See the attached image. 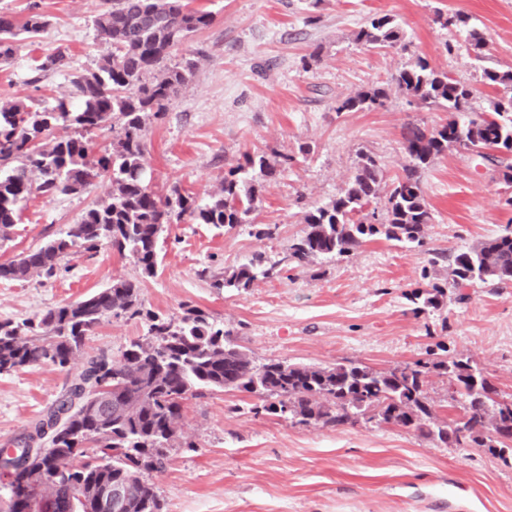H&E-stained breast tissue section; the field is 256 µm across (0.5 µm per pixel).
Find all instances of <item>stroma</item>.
I'll return each instance as SVG.
<instances>
[{
    "mask_svg": "<svg viewBox=\"0 0 512 512\" xmlns=\"http://www.w3.org/2000/svg\"><path fill=\"white\" fill-rule=\"evenodd\" d=\"M49 20L0 65V101L30 97L52 104L69 91L72 70L95 68L107 47L93 21L102 0H0L23 19L31 2ZM212 24L178 47L192 54V81L167 112L146 124L144 163L152 190L172 186L208 199L225 171L246 151L279 163L251 221L217 228L184 220L166 225L155 276L140 277L133 259L111 248L65 258L53 277L0 281V321L19 322L48 308L140 277L144 307L179 317L186 305L206 311L256 361L331 366L354 361L388 369L439 352L483 369L500 398L512 397V283L481 282L447 290L438 308L414 313L406 295L445 278L432 253L467 249L512 224V184L484 155L458 148L421 172L432 220L420 247L382 238L348 258H313L275 279L241 291L213 280L253 259L270 265L304 236V213L334 198L350 181L359 152L373 155L386 181L408 163L407 124L434 127L447 112L411 104L392 90L397 71L416 57L476 88L475 112L512 95L489 87L483 72L512 69V0H193ZM457 13L462 26L444 27L438 14ZM376 14L393 16L404 37L367 47L354 34ZM483 41L468 44L470 33ZM64 53L65 68L32 83L34 59ZM389 88L384 107L336 113L337 99L372 87ZM102 178L86 191L35 197L23 209L0 262L67 230L93 204L109 200ZM273 227V236L261 230ZM146 325L108 317L86 337L70 366L24 368L0 375V449L33 431L59 397L69 373L100 353L116 357ZM264 398L238 391L185 401L179 432L188 445L171 451L164 471L150 473L164 512H512V455L443 445L419 432L374 421L332 427L300 425L264 412Z\"/></svg>",
    "mask_w": 512,
    "mask_h": 512,
    "instance_id": "35a3bbf8",
    "label": "stroma"
}]
</instances>
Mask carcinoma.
Instances as JSON below:
<instances>
[{
    "mask_svg": "<svg viewBox=\"0 0 512 512\" xmlns=\"http://www.w3.org/2000/svg\"><path fill=\"white\" fill-rule=\"evenodd\" d=\"M211 13L190 7L189 0H104L94 28L110 47L96 69L69 74V93L42 108L29 100L0 103V240L21 219V203L34 195L51 197L84 191L101 177L112 179L110 200L87 209L66 231L38 248L0 263V280L25 281L33 274L51 277L67 256L96 253L108 246L129 254L141 274L158 265L156 244L163 225L188 218L196 224L233 228L250 223L258 189L279 174L263 153L244 152L224 172L219 188L203 201L173 186L159 195L146 184L145 118L167 111L173 96L195 75L197 62L171 63L172 52L190 35L208 27ZM46 16L32 11L24 23L0 13V61L11 60L22 35L40 34ZM400 32L389 16L372 18L355 40L365 45L395 43ZM394 84L409 102L442 107L448 121L439 127L412 123L403 131L409 164L392 184L384 182L378 160L361 156L356 174L336 198L305 212V235L291 245L289 259L301 265L313 256L345 258L368 239L380 235L403 245L420 246L431 214L420 172L450 147L478 144L499 153L502 179L512 183V97L491 102L481 120L470 115L473 88L437 70L419 57L399 71ZM384 87L336 100L334 110L353 112L385 106ZM117 129L111 148L90 157L86 134L107 125ZM58 129L73 134L53 136ZM384 203L382 221L371 206ZM451 281L407 294L414 312L439 302L448 288L480 281L512 282V228L460 251L440 253ZM277 274L276 265L252 261L212 286L246 290L258 278ZM107 316L143 319L148 337L129 344L117 358H90L35 426L65 415L61 430L44 455L13 459L0 450V472L10 483V512H34L43 506L58 512L76 485L87 489L114 486L129 490L121 512H163V503L145 473L165 468L179 435L173 424L183 403L205 392L236 390L279 399L303 425H354L373 414L380 423L414 429L425 438L456 445L472 444L504 453L512 442V401L491 396L494 387L484 371L455 357L437 362L417 360L390 370L349 361L317 367L271 359L258 364L230 339V332L205 311L188 306L177 319L161 318L142 307L135 279L119 278L89 297L50 308L35 320L0 322V375L51 364L69 370L72 359ZM448 374L451 407L463 413L438 420L425 387L429 374ZM110 388L105 409H92L90 396Z\"/></svg>",
    "mask_w": 512,
    "mask_h": 512,
    "instance_id": "1",
    "label": "carcinoma"
}]
</instances>
